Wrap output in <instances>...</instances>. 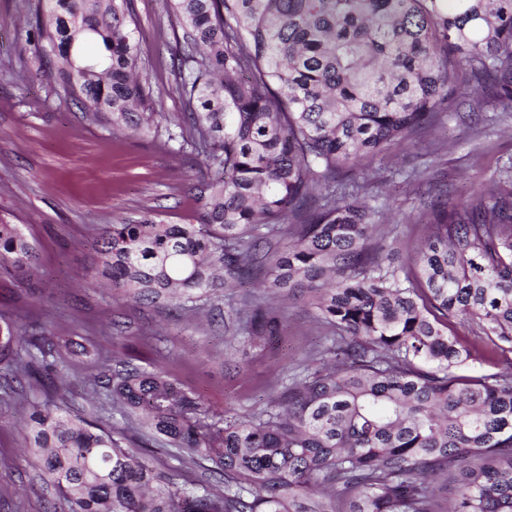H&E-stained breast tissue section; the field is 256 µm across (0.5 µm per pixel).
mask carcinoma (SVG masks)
Returning <instances> with one entry per match:
<instances>
[{"label":"carcinoma","instance_id":"obj_1","mask_svg":"<svg viewBox=\"0 0 512 512\" xmlns=\"http://www.w3.org/2000/svg\"><path fill=\"white\" fill-rule=\"evenodd\" d=\"M182 36L171 59L189 133L220 177L187 224L149 211L96 243L102 276L133 300L196 317L221 288L244 294L233 335L267 340L273 299L311 295L330 347L267 404L217 416L167 372L117 361L91 380L112 408L205 461L224 492L158 473L112 431L58 406L26 421L42 474L68 512H512V189L496 182L431 203L427 233L394 264L373 243L375 163L447 115L472 84L512 112V0H169ZM130 0H38L30 37L46 75L114 130L154 124ZM296 237L273 248V240ZM33 245L0 220V273L33 274ZM474 322L495 372L463 373ZM34 348L40 365L20 357ZM67 345L0 325V366L34 380ZM460 473L441 509L429 479Z\"/></svg>","mask_w":512,"mask_h":512}]
</instances>
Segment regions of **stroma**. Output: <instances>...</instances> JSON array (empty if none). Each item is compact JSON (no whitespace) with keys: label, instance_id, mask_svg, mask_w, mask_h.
Listing matches in <instances>:
<instances>
[{"label":"stroma","instance_id":"obj_1","mask_svg":"<svg viewBox=\"0 0 512 512\" xmlns=\"http://www.w3.org/2000/svg\"><path fill=\"white\" fill-rule=\"evenodd\" d=\"M164 2H130L155 126L116 133L86 117L40 67L29 37L37 0H0V218L22 226L38 267L30 279L0 275V323L71 346L52 380L26 394L5 395L12 376L0 370V512H67L26 448L20 420L31 401L60 405L114 437H131L128 421L92 395L91 379L112 359L126 357L148 371L161 365L215 414H243L265 404L282 378L330 341L305 298L288 303L279 336L254 346L231 339L222 318L198 322L171 304L136 302L84 282L102 269L95 238L104 227L146 211L161 224L184 223L194 213L197 186L214 176L191 147L167 138L169 119L184 105L171 68L179 20ZM474 94L484 101L481 111L460 102L377 166L379 189L367 203L383 214L384 243L398 260L423 237L431 197L458 198L479 184L512 179V114L495 108L490 88ZM412 169L419 180L404 179ZM141 454L180 481L224 489L207 463L179 462L160 443Z\"/></svg>","mask_w":512,"mask_h":512}]
</instances>
